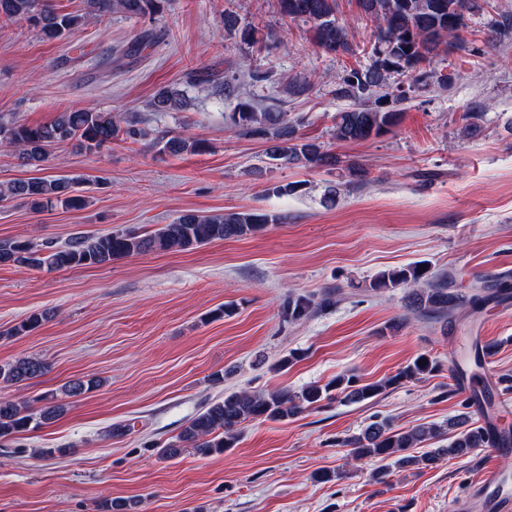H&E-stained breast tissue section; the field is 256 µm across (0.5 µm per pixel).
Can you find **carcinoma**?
Masks as SVG:
<instances>
[{"instance_id": "cac0c4a2", "label": "carcinoma", "mask_w": 512, "mask_h": 512, "mask_svg": "<svg viewBox=\"0 0 512 512\" xmlns=\"http://www.w3.org/2000/svg\"><path fill=\"white\" fill-rule=\"evenodd\" d=\"M165 0H86L90 12L101 17L122 13L127 17L154 16L161 13ZM281 13L290 20L312 23L318 47L328 53H352L348 29L336 19V0H279ZM367 19L374 24V60L367 67L350 69L337 85L336 96L353 101L352 107L336 113L333 136L342 142H362L377 137L399 119L398 106L407 100L406 91L393 86L395 74H411L413 83L448 87L453 76L439 70L434 58L466 49L462 31L466 13L480 9L478 0H359ZM0 18L24 20L46 40L66 37L78 29L85 15L59 12L44 0H0ZM224 27L240 30L241 40L257 42L252 27L238 28L236 16L224 13ZM375 98L374 103L367 100ZM182 102V93L164 87L150 102L154 112H167ZM233 128L242 135L258 138L266 144L265 156L272 162L301 163L305 166H333L338 158L322 146L299 134V123L274 107L259 110L245 101L230 113ZM122 136L139 141L149 136L147 129L134 122L122 126L110 112L75 108L59 113L45 124L27 125L0 116V147L14 151L23 165L41 169L49 160L51 148L65 143L88 152L97 151ZM162 151L172 155L202 154L207 142L195 137L172 136L158 140ZM77 180L67 176L31 177L0 185V200L21 198L42 212L56 204L79 209L87 204L77 193ZM280 217L261 212H231L202 216L192 212L179 215L172 223L144 233L111 232L96 236H77L63 246L51 242L35 244L30 240H0V265H20L32 269H62L100 266L124 257L157 252L186 251L214 241L238 239L260 232ZM407 286L413 310L428 318H441L458 311L486 304L497 294L512 288L504 279L477 281L468 285L448 275L433 276L426 266L413 264L380 272L371 289L385 291ZM333 304L332 293L318 301L309 297H288V320L299 322ZM49 312H35L7 332L20 336L48 319ZM438 370L435 359L421 354L396 376L381 382L362 383L354 373L336 376L324 386L312 384L299 392L271 389L264 392L231 391L209 403L192 417L175 442L161 448L169 458L191 448L201 455L222 453L235 446L240 426L255 420L284 421L305 411L323 407L337 399L360 402L402 382L419 381ZM48 372V364L33 356L19 357L0 365V383L23 385ZM102 385L95 378L74 379L62 393L76 398ZM69 403L51 400L38 408L24 401L0 395V439L38 430L61 417ZM445 435L443 428L423 425L396 430L383 419L368 424L360 434L345 441L353 460L375 458L384 463L378 473L382 479L392 467H430L445 456H463L479 448H509L512 430L462 424L449 438L448 445L420 456L409 453L421 443Z\"/></svg>"}]
</instances>
